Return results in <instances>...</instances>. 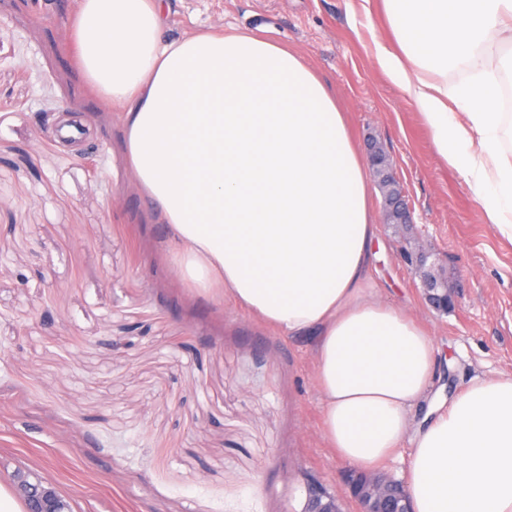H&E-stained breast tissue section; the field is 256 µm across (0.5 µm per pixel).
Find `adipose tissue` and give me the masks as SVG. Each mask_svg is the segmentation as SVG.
I'll use <instances>...</instances> for the list:
<instances>
[{
    "mask_svg": "<svg viewBox=\"0 0 512 512\" xmlns=\"http://www.w3.org/2000/svg\"><path fill=\"white\" fill-rule=\"evenodd\" d=\"M385 74L436 152L512 241V124L497 73L512 0H382ZM171 0H79L66 30L120 112L128 167L162 215L183 278L280 335L314 334L322 435L337 460L412 448L413 512H512V374L430 399L436 349L371 270L381 243L369 166L335 86L250 32L164 38ZM465 67L463 78L448 72Z\"/></svg>",
    "mask_w": 512,
    "mask_h": 512,
    "instance_id": "1",
    "label": "adipose tissue"
}]
</instances>
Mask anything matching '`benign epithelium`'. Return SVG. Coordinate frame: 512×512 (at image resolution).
Segmentation results:
<instances>
[{"instance_id": "1", "label": "benign epithelium", "mask_w": 512, "mask_h": 512, "mask_svg": "<svg viewBox=\"0 0 512 512\" xmlns=\"http://www.w3.org/2000/svg\"><path fill=\"white\" fill-rule=\"evenodd\" d=\"M386 191V209L398 217L399 224L411 223V214L402 190L396 188L390 180L382 182ZM425 295L429 305L446 311L453 304L448 289L437 287V281L429 279ZM17 493L28 503L29 512H68V505L51 487L42 482L31 483L27 475L17 473L14 476ZM343 482L351 496L359 505V512H412L403 489V483L385 473H365L347 470ZM303 512H342L339 500L330 495L319 482L307 483V499Z\"/></svg>"}]
</instances>
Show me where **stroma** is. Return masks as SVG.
I'll use <instances>...</instances> for the list:
<instances>
[{"label":"stroma","instance_id":"stroma-1","mask_svg":"<svg viewBox=\"0 0 512 512\" xmlns=\"http://www.w3.org/2000/svg\"><path fill=\"white\" fill-rule=\"evenodd\" d=\"M76 7L0 0V481L37 476L71 512H301L314 478L356 512L319 438L312 337L177 282L117 112L65 49ZM211 26L292 47L335 84L360 152L390 156L407 235L431 243L454 304L428 306L385 223L373 277L432 338L434 386L512 374V241L382 71L380 5L175 0L165 34Z\"/></svg>","mask_w":512,"mask_h":512}]
</instances>
